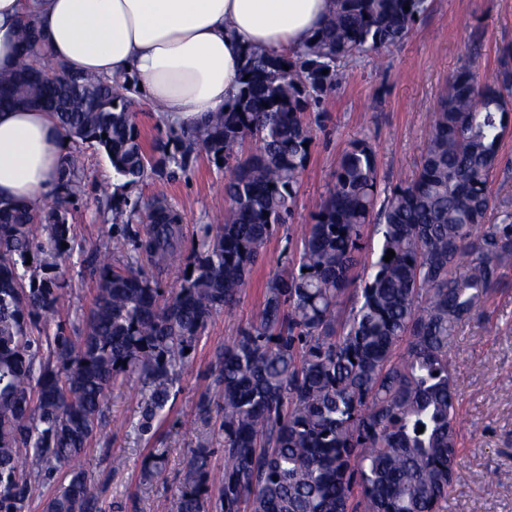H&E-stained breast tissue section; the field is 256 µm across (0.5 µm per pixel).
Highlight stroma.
Instances as JSON below:
<instances>
[{
  "instance_id": "stroma-1",
  "label": "stroma",
  "mask_w": 512,
  "mask_h": 512,
  "mask_svg": "<svg viewBox=\"0 0 512 512\" xmlns=\"http://www.w3.org/2000/svg\"><path fill=\"white\" fill-rule=\"evenodd\" d=\"M512 47V0H431L428 12L401 43L383 56L363 54L346 64L336 85L323 98L321 124L301 177L292 223L308 224L329 186L336 159L351 140L364 136L377 153L379 177L395 184L413 175L427 145V122L449 76L467 66L479 74L496 72L504 49ZM84 159L82 193L70 206L79 246L66 262L65 280L70 312L84 315L93 304L102 252L117 264H133L164 289L178 287L179 268L147 259L135 244L146 230L143 206L165 198L183 219L184 253H192L197 234L206 224H219L224 213V172L198 153L187 171L174 177L147 179L132 193L139 209L124 208L114 217L104 189L113 181L106 155L88 145L74 144ZM506 166L491 184L493 207L488 220L500 222L512 212V128L501 147ZM286 238L276 234L265 244L252 276V286L232 308L214 314L194 357L182 370L165 409V421L153 438L139 436V386L118 380L103 407L96 436L75 461L98 494L104 512L121 503L125 512H169L180 493L193 449L201 439L212 442L213 469L224 465L222 440L214 419H203L197 404L212 379L209 367L225 337L257 317L267 281L284 265ZM512 283L491 296L482 314L463 324L448 348L459 401L461 437L460 481L448 495L447 512H512ZM165 459V479L145 482L142 462L151 449ZM497 482L486 494L488 479Z\"/></svg>"
}]
</instances>
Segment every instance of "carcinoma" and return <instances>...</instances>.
Returning a JSON list of instances; mask_svg holds the SVG:
<instances>
[{"label": "carcinoma", "mask_w": 512, "mask_h": 512, "mask_svg": "<svg viewBox=\"0 0 512 512\" xmlns=\"http://www.w3.org/2000/svg\"><path fill=\"white\" fill-rule=\"evenodd\" d=\"M427 10V0H333L302 47L246 52L247 80L228 110L171 128L149 149L131 80L69 70L21 22L20 60L0 74V107L42 108L66 137L102 149L116 212L131 204L130 189L185 170L200 151L226 170L227 207L185 257L179 215L153 202L136 249L183 266L179 287L166 291L105 259L92 308L67 334L60 261L72 250L67 213L82 192V155L69 154L43 208L0 198V512H25L35 487L64 468L69 481L44 512H100L72 463L96 435L114 381L139 382L136 428L153 437L208 321L237 304L262 248L294 212L304 144L341 66L402 42ZM511 98L512 67L484 81L457 71L418 171L392 187L368 138L336 159L313 222L299 225L300 250L267 281L256 320L210 365L198 409L220 419L224 466L212 475L213 451L199 442L173 512H444L461 447L448 347L512 274V212L485 223ZM247 141L256 150L244 157ZM463 262L472 268L459 275ZM41 319L58 321L54 336L42 335ZM163 465L151 454L143 477L162 480Z\"/></svg>", "instance_id": "obj_1"}]
</instances>
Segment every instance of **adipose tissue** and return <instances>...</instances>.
<instances>
[{
  "label": "adipose tissue",
  "instance_id": "obj_1",
  "mask_svg": "<svg viewBox=\"0 0 512 512\" xmlns=\"http://www.w3.org/2000/svg\"><path fill=\"white\" fill-rule=\"evenodd\" d=\"M332 0H0V73L17 63V30L30 19L56 60L102 77L128 75L164 120L188 126L227 108L244 53L303 45ZM70 153L52 117L0 110V197L38 209L55 194Z\"/></svg>",
  "mask_w": 512,
  "mask_h": 512
}]
</instances>
